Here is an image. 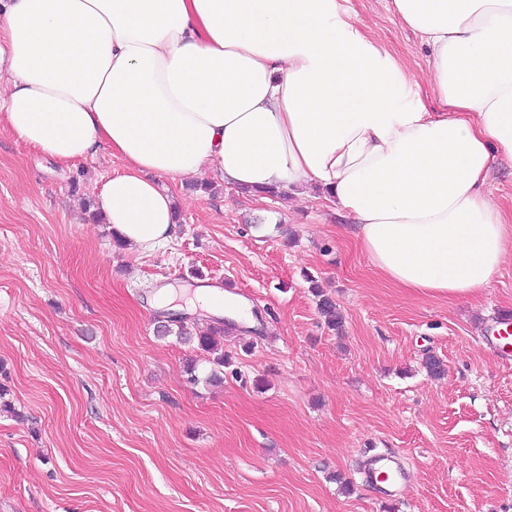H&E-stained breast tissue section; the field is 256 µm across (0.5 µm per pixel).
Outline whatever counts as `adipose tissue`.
<instances>
[{
	"instance_id": "adipose-tissue-1",
	"label": "adipose tissue",
	"mask_w": 512,
	"mask_h": 512,
	"mask_svg": "<svg viewBox=\"0 0 512 512\" xmlns=\"http://www.w3.org/2000/svg\"><path fill=\"white\" fill-rule=\"evenodd\" d=\"M437 109L341 0H0V127L62 162L108 149L96 208L144 252L176 231L160 178L328 190L377 272L481 293L512 256L486 190L512 168V0H389Z\"/></svg>"
}]
</instances>
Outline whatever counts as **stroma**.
Instances as JSON below:
<instances>
[{"mask_svg": "<svg viewBox=\"0 0 512 512\" xmlns=\"http://www.w3.org/2000/svg\"><path fill=\"white\" fill-rule=\"evenodd\" d=\"M346 6L430 103L419 36L387 0ZM121 167L0 128V512H512V361L485 343L512 318V257L478 298L425 297L377 273L320 188L258 202L221 182L172 185L165 247L118 248L88 205ZM199 284L255 314L220 387L187 385L194 350L155 335L154 295ZM375 455L406 469L396 495L366 481ZM311 283V292L316 298L317 310L323 319L325 326L337 333L342 332L343 315L336 305L335 300L329 297L316 283L312 277L307 279Z\"/></svg>", "mask_w": 512, "mask_h": 512, "instance_id": "obj_1", "label": "stroma"}]
</instances>
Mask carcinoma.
Wrapping results in <instances>:
<instances>
[{"instance_id":"cac0c4a2","label":"carcinoma","mask_w":512,"mask_h":512,"mask_svg":"<svg viewBox=\"0 0 512 512\" xmlns=\"http://www.w3.org/2000/svg\"><path fill=\"white\" fill-rule=\"evenodd\" d=\"M311 283V292L316 298L317 310L325 326L338 333L342 332L343 315L335 300L329 297L312 277H307ZM233 323L215 320L205 330H197L196 322L183 315L166 322L161 328V337L175 336L184 342H195L198 350L206 354L212 365L208 380L211 383H223L224 367L232 363V356L224 352V336L232 329Z\"/></svg>"}]
</instances>
